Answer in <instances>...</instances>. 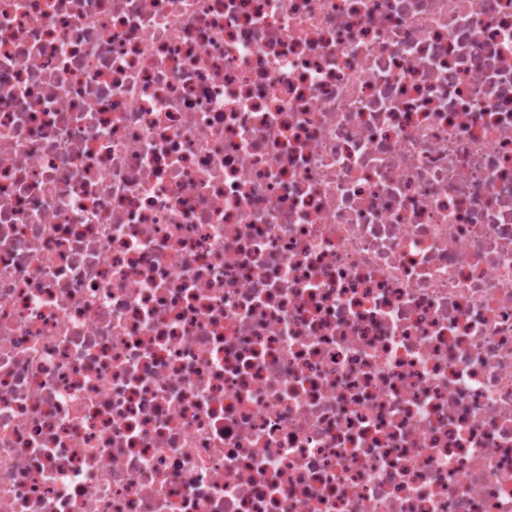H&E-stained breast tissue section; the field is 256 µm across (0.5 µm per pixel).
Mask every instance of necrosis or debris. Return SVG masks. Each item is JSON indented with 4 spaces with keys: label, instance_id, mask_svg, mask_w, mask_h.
<instances>
[{
    "label": "necrosis or debris",
    "instance_id": "necrosis-or-debris-1",
    "mask_svg": "<svg viewBox=\"0 0 512 512\" xmlns=\"http://www.w3.org/2000/svg\"><path fill=\"white\" fill-rule=\"evenodd\" d=\"M0 512H512V0H0Z\"/></svg>",
    "mask_w": 512,
    "mask_h": 512
}]
</instances>
